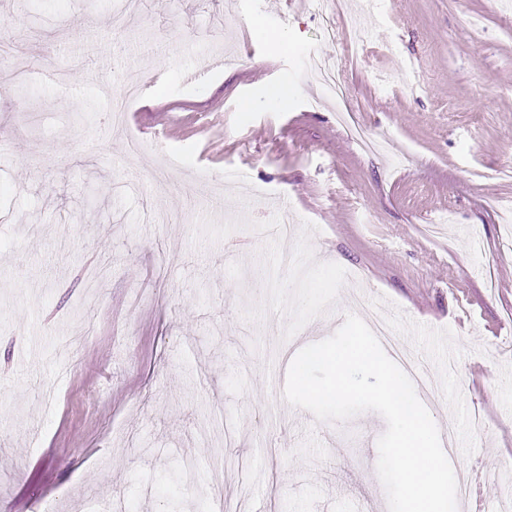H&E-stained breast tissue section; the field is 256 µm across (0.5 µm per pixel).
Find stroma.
Returning <instances> with one entry per match:
<instances>
[{
	"label": "stroma",
	"mask_w": 512,
	"mask_h": 512,
	"mask_svg": "<svg viewBox=\"0 0 512 512\" xmlns=\"http://www.w3.org/2000/svg\"><path fill=\"white\" fill-rule=\"evenodd\" d=\"M359 2L0 0V512H389L381 415L283 398L289 358L373 306L480 512L512 506V9ZM354 12L355 55L323 36ZM278 198L290 244L252 233Z\"/></svg>",
	"instance_id": "stroma-1"
}]
</instances>
